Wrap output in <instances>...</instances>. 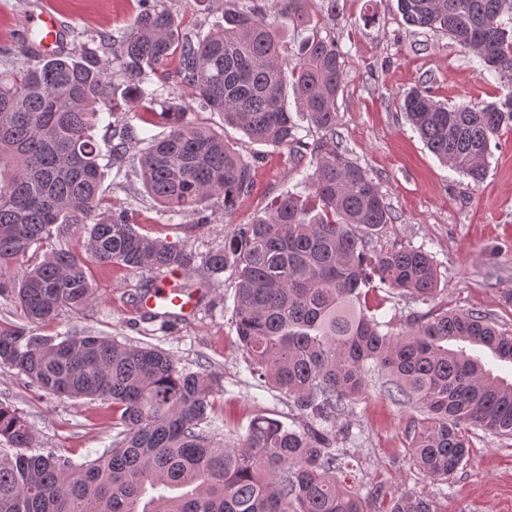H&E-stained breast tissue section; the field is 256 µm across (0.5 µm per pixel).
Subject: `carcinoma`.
<instances>
[{"instance_id":"carcinoma-1","label":"carcinoma","mask_w":512,"mask_h":512,"mask_svg":"<svg viewBox=\"0 0 512 512\" xmlns=\"http://www.w3.org/2000/svg\"><path fill=\"white\" fill-rule=\"evenodd\" d=\"M306 0H286L270 17L258 0H239L224 23L203 35L182 28L167 9L143 0L131 31L100 34L118 44L120 82L111 61L91 48L39 55L22 44L0 61V295L8 293L29 325L81 311L95 301L86 262L63 250L29 261L30 249L81 228L90 257L133 273L193 268L196 256L175 242L140 233L124 212L104 206L101 148L94 130L104 112L119 142L139 150L142 186L172 216L223 200L233 214L252 183V164L224 136L187 118L164 98L167 69L191 86L199 108L250 140L316 168L309 194L281 195L263 214L235 229L224 249L206 255L213 273L236 276L234 322L251 374L293 400L300 426L255 422L240 448L215 442L211 423L216 381L178 368L168 353L87 333L57 341L23 327L0 328V366L25 374L49 396L102 399L121 427L112 447L81 461L36 454L26 418L0 402V512H433L431 501L377 486L363 496L345 484L350 466L339 447L336 415L361 396L375 373L397 404L424 418L407 433L410 463L444 481L467 461L471 434L512 439V381L493 374L467 346H483L512 363V334L479 312L416 316L405 331H382L366 305L379 283L428 299L439 274L427 252L404 247L367 255L364 238L392 223L377 183L336 139L343 61L330 35L311 25ZM406 25L448 35L489 70L512 71V0H397ZM310 30L294 66L281 54L280 30ZM292 79H287L286 69ZM321 136L309 144L288 111V89ZM130 104L118 114L116 97ZM161 107L169 131L139 137L132 121ZM415 132L430 151L479 185L491 139L512 122V90L497 102L453 106L425 86L403 97Z\"/></svg>"}]
</instances>
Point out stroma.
<instances>
[{
  "label": "stroma",
  "instance_id": "35a3bbf8",
  "mask_svg": "<svg viewBox=\"0 0 512 512\" xmlns=\"http://www.w3.org/2000/svg\"><path fill=\"white\" fill-rule=\"evenodd\" d=\"M188 30H209L221 22L225 0H161ZM328 14L326 0H308L307 10L335 38L343 56V91L337 103L336 132L350 157L379 185L395 221L367 239L368 249L415 247L430 253L439 272V293L428 302L372 290L369 302L390 331L407 328L410 318L447 308L481 312L512 332V129L491 142L485 180L467 178L443 164L412 130L399 100L413 87H429L435 100L451 105L498 100L512 85V74L490 72L447 35L411 28L397 0H338ZM50 9L66 25L69 46L99 48V35L129 31L141 9L139 0H0V57L29 32V14ZM176 103L188 106L189 119L223 133L243 157L254 159L252 186L232 217L222 205L204 207L208 222L169 219L148 195L138 176L136 151L120 159L104 157L103 194L116 210L133 214L140 233L183 243L204 256L222 249L239 225L250 223L281 194L295 190L313 173L312 156L294 160L287 151L251 143L226 126L219 112L197 109L192 90L174 89ZM96 302L78 313L62 312L35 327L40 336L91 332L137 346L169 352L179 368H207L217 381L211 432L220 443L241 446L251 425L275 419L294 428L299 420L288 398L248 371L233 324L235 275L203 267L184 273L194 302L191 316L170 327L145 316L135 291L145 281L162 283L167 270L133 274L119 266L90 264ZM0 402L12 405L32 424L41 452L81 458L111 447L118 431L109 403L98 399L48 398L16 369L0 367ZM417 409L393 403L379 386L368 388L346 407L337 425L340 445L359 459L361 490L381 485L387 492L410 491L432 499L434 512H512V440L477 432L469 458L448 481L426 476L406 453V434L419 419Z\"/></svg>",
  "mask_w": 512,
  "mask_h": 512
}]
</instances>
